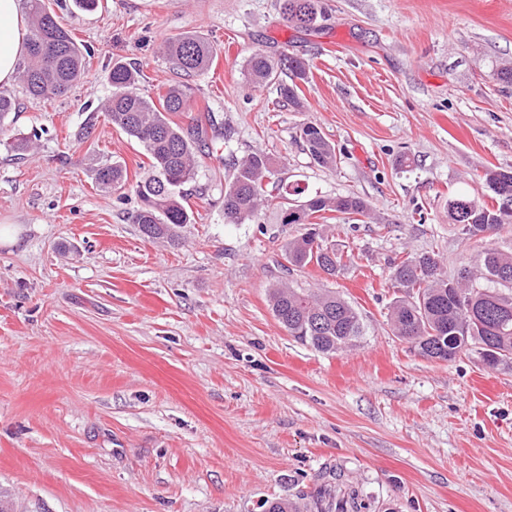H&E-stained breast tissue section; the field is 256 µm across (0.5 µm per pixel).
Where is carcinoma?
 Returning <instances> with one entry per match:
<instances>
[{
	"instance_id": "obj_1",
	"label": "carcinoma",
	"mask_w": 512,
	"mask_h": 512,
	"mask_svg": "<svg viewBox=\"0 0 512 512\" xmlns=\"http://www.w3.org/2000/svg\"><path fill=\"white\" fill-rule=\"evenodd\" d=\"M23 2L30 17L31 36L21 81L34 98L62 96L82 75V48L58 23L46 0ZM279 7L287 25L297 29L316 26L323 15L321 0H280ZM163 52L188 75L206 73L217 55L214 44L195 35L170 38ZM276 67L257 50L248 59L249 79L263 85L276 77ZM137 79L135 65H112L108 75L112 97L106 102L105 114L113 126L143 145L150 160L151 174L134 186L140 201L134 223L144 237L175 245L181 240V229L195 222L194 212L185 205L182 187L195 176L196 152L206 146L207 129L215 126L216 118L212 112H203L185 128L170 116L190 110L189 88L170 85L155 102L137 91ZM279 91L286 102L303 108L297 85L281 83ZM15 109L12 93L1 89V133ZM300 138L315 163L336 164V147L317 124H304ZM272 165V159L260 151L235 163L233 178L224 189V217L228 222L240 224L254 217L277 197L303 194L297 185L284 195L268 193L264 182ZM125 181L126 173L117 164L97 169L96 183L103 189ZM485 181L496 200L495 207L464 195L448 198V223L467 239L512 224V170L489 171ZM327 211L373 219L368 205L350 195L332 199L316 196L289 206L287 223L301 224L303 231L284 250L285 270L312 264L334 276L346 266L343 254L328 242L327 225L311 221L313 215ZM391 280L395 287L405 290L406 296L390 306L388 324L413 351L427 359L444 361L476 353L491 368L512 361V252L486 250L453 278L444 272L439 254L409 255L393 262ZM269 302L274 317L288 334L318 352L344 351L366 335L361 313L334 291L294 288L282 282L270 289Z\"/></svg>"
}]
</instances>
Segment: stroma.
I'll use <instances>...</instances> for the list:
<instances>
[{"label":"stroma","instance_id":"1","mask_svg":"<svg viewBox=\"0 0 512 512\" xmlns=\"http://www.w3.org/2000/svg\"><path fill=\"white\" fill-rule=\"evenodd\" d=\"M88 55L61 97L10 90L0 133V507L5 512H264L288 497L357 493L360 512H512V364L425 359L387 323L395 259L439 252L454 275L512 225L464 239L449 196L487 201L485 174L512 169V0H322L313 30L279 0H48ZM195 33L218 54L179 75L164 41ZM305 60L303 111L246 76L252 50ZM134 63L147 98L175 82L228 129L184 187L196 221L173 246L132 221L149 173L140 143L103 106L114 62ZM316 123L337 164L299 138ZM36 136L17 158L12 141ZM276 159L271 185L363 199L384 224L334 214L353 260L336 277L284 273L300 225L283 207L224 220L236 160ZM410 156L411 167L399 165ZM116 163L123 188L95 171ZM328 288L361 312L353 350L323 354L275 319L270 288Z\"/></svg>","mask_w":512,"mask_h":512}]
</instances>
